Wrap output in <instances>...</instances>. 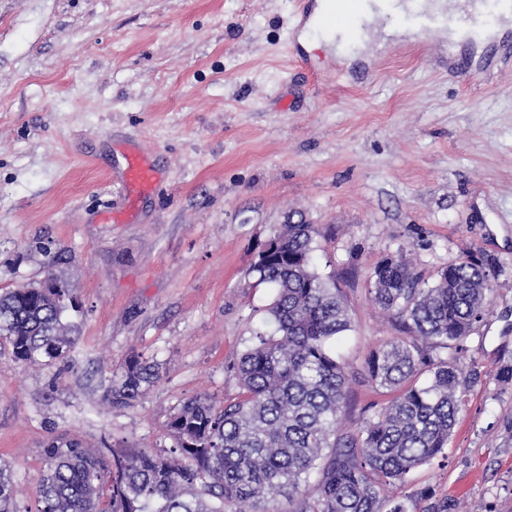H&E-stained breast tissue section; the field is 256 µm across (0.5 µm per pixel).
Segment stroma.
Here are the masks:
<instances>
[{"mask_svg":"<svg viewBox=\"0 0 512 512\" xmlns=\"http://www.w3.org/2000/svg\"><path fill=\"white\" fill-rule=\"evenodd\" d=\"M291 0H0V293L55 277L81 304L67 361L0 342V463L40 512L44 446L160 452L173 407L232 397L272 292L245 273L275 230L316 225L315 264L353 329L338 428L389 400L370 353L404 336L369 282L403 255L433 279L472 257L495 281L457 358L475 377L443 454L392 489L454 512H512V29L329 51ZM129 150L159 172L136 206ZM160 363L132 405L105 395L130 356Z\"/></svg>","mask_w":512,"mask_h":512,"instance_id":"1","label":"stroma"}]
</instances>
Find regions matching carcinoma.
<instances>
[{"label":"carcinoma","instance_id":"obj_1","mask_svg":"<svg viewBox=\"0 0 512 512\" xmlns=\"http://www.w3.org/2000/svg\"><path fill=\"white\" fill-rule=\"evenodd\" d=\"M316 228L301 220L277 229L246 277L274 290L267 312L274 329L256 334L235 370L239 393L204 395L175 407L169 454L107 457L74 440L44 450L40 512H409L387 487L404 481L448 445L471 371L430 358L418 341L453 349L483 317L494 291L483 263L452 264L433 282L388 257L369 282L374 303L408 335L367 360L372 383L394 393L355 434L339 433L349 370L333 343L352 330L340 291L315 270ZM0 294V338L14 361L40 366L64 360L77 297L55 279ZM160 378L159 364L132 356L119 366L105 399L125 406ZM14 482L0 466V512H11ZM109 499L112 508L102 507Z\"/></svg>","mask_w":512,"mask_h":512}]
</instances>
